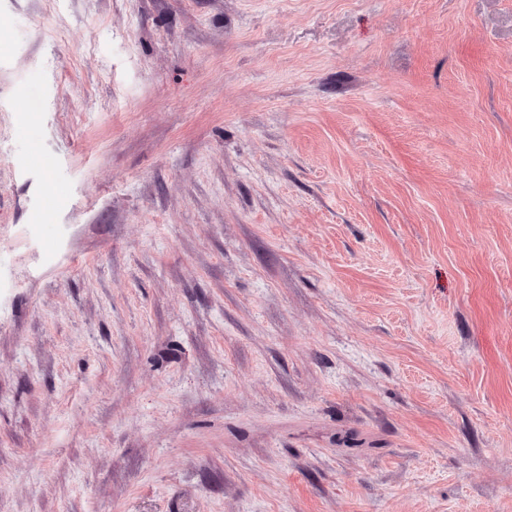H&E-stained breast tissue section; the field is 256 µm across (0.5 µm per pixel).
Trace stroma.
I'll list each match as a JSON object with an SVG mask.
<instances>
[{
  "mask_svg": "<svg viewBox=\"0 0 512 512\" xmlns=\"http://www.w3.org/2000/svg\"><path fill=\"white\" fill-rule=\"evenodd\" d=\"M0 512H512V0H0Z\"/></svg>",
  "mask_w": 512,
  "mask_h": 512,
  "instance_id": "1",
  "label": "stroma"
}]
</instances>
